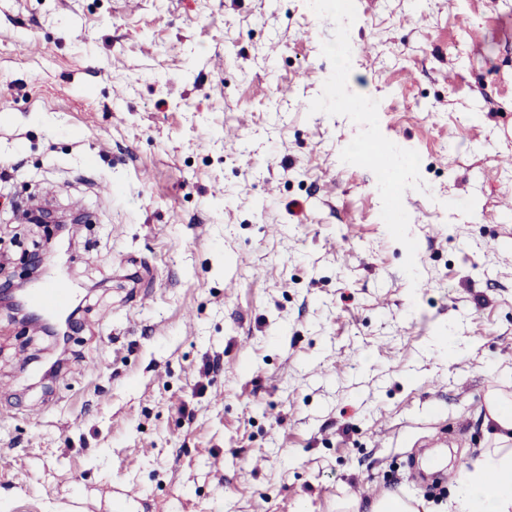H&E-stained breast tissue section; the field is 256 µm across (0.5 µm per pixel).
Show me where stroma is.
Here are the masks:
<instances>
[{
  "instance_id": "stroma-1",
  "label": "stroma",
  "mask_w": 512,
  "mask_h": 512,
  "mask_svg": "<svg viewBox=\"0 0 512 512\" xmlns=\"http://www.w3.org/2000/svg\"><path fill=\"white\" fill-rule=\"evenodd\" d=\"M1 95L0 273L22 206L88 221L60 370L0 313V512H443L413 455L512 393V0H0ZM359 165L364 168L373 169L376 172L386 176L387 173L395 169V154L388 148L383 140L371 142L369 146L358 154ZM384 176L377 175L375 188L380 193L388 194L391 198L392 209L378 215V220L382 224H392L397 219L395 211L394 190L388 189ZM420 504V502H416V505H414L410 500L406 501L399 497L382 495L373 499L370 512H419L417 507Z\"/></svg>"
}]
</instances>
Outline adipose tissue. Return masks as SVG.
I'll use <instances>...</instances> for the list:
<instances>
[{"label":"adipose tissue","instance_id":"obj_1","mask_svg":"<svg viewBox=\"0 0 512 512\" xmlns=\"http://www.w3.org/2000/svg\"><path fill=\"white\" fill-rule=\"evenodd\" d=\"M486 411L491 440L460 474L448 512H512V399L493 395Z\"/></svg>","mask_w":512,"mask_h":512}]
</instances>
